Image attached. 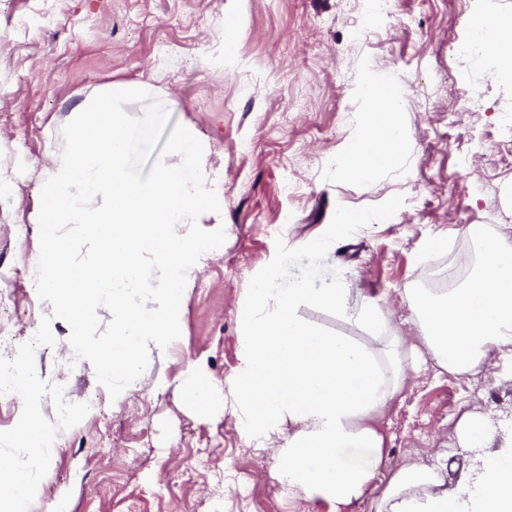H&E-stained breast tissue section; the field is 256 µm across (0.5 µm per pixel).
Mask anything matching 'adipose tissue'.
Returning a JSON list of instances; mask_svg holds the SVG:
<instances>
[{
    "label": "adipose tissue",
    "instance_id": "1",
    "mask_svg": "<svg viewBox=\"0 0 512 512\" xmlns=\"http://www.w3.org/2000/svg\"><path fill=\"white\" fill-rule=\"evenodd\" d=\"M487 32L483 54L512 62V25L492 13L473 16ZM367 134L349 146L357 174L370 176L381 161L374 142L400 146L404 130L388 111L374 109ZM476 243L464 257L472 271L451 289L407 291L411 319L433 360L456 374H474L490 352L512 356V242L491 228L469 229ZM276 269L253 280L240 310L241 362L233 384L248 406L246 426L257 447L285 434L278 458L290 485L335 501L345 512L371 486L384 438L374 417L393 399L409 366L398 347L382 351L346 336H326L296 316L300 304L335 308L386 332L376 304L352 305L346 288L316 289L300 282L274 289ZM425 466L399 470L384 498L387 512H512V439L488 456L467 495L434 491Z\"/></svg>",
    "mask_w": 512,
    "mask_h": 512
}]
</instances>
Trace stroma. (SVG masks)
Listing matches in <instances>:
<instances>
[{
    "instance_id": "obj_1",
    "label": "stroma",
    "mask_w": 512,
    "mask_h": 512,
    "mask_svg": "<svg viewBox=\"0 0 512 512\" xmlns=\"http://www.w3.org/2000/svg\"><path fill=\"white\" fill-rule=\"evenodd\" d=\"M488 6L512 20V0H395L396 22L356 38V0H0V168L13 174L0 202V325L32 336L52 312L34 286L42 160L62 151V127L94 90L163 72L157 98L202 142L206 169L224 175V216L200 223L224 228L226 240L194 272L180 338L150 348L135 388L58 432L29 512H336L289 487L274 448H254L241 427L245 405L228 395L239 310L274 266V288L305 281L376 301L390 335L410 343L418 330L405 291L469 251L465 228L512 239V142L494 134L512 108V71L487 58L467 72L453 52ZM227 26L237 33L230 43ZM162 42L170 50L160 58ZM471 86L484 93L482 111L459 109ZM371 87L407 140L363 178L345 157L365 131ZM341 213L356 226L348 240L306 248ZM17 224L31 234L15 238ZM439 236L448 243L437 254ZM296 315L327 336L370 339L332 308L305 303ZM51 329L54 344L36 357L41 376L69 381L72 402H82L100 388L94 369L85 361L71 372L70 327L53 319ZM190 377L213 383L208 412L189 405ZM452 412L512 431V360L494 354L460 376L421 354L377 419L381 477L348 512H377L389 479L414 464L462 493L497 444L462 442Z\"/></svg>"
}]
</instances>
